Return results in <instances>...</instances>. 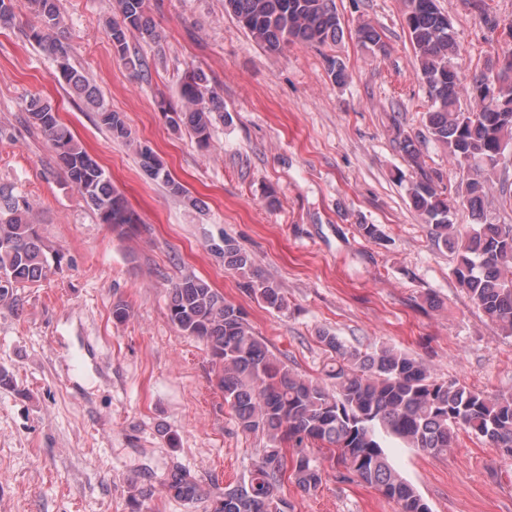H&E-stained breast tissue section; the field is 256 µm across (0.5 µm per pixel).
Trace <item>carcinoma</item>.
<instances>
[{
    "instance_id": "carcinoma-1",
    "label": "carcinoma",
    "mask_w": 512,
    "mask_h": 512,
    "mask_svg": "<svg viewBox=\"0 0 512 512\" xmlns=\"http://www.w3.org/2000/svg\"><path fill=\"white\" fill-rule=\"evenodd\" d=\"M36 23L29 37L56 64L59 78L90 106L99 123L116 139L131 132L125 116L105 105L98 87L70 62L69 47L60 31L59 0H31ZM487 30L499 22L486 0H470ZM224 8L270 52L290 43L327 45L337 42L341 26L333 0H224ZM119 18L107 28L115 53L124 58L128 41L137 37L153 42L157 33L145 0H118ZM405 25L414 47L417 76L427 86L429 109L426 130L431 139L448 147L461 171L448 192L436 188L422 171L417 135H405L400 151L421 170L411 182L409 197L429 226L438 249L454 256L452 273L473 305L512 336V225L502 224L488 210L489 184L508 172L512 148V24L503 28L506 46L489 58L486 72L463 87L457 59L460 45L448 15L437 0H408ZM364 48L383 53L379 30L363 23L355 31ZM474 101L465 110L461 93ZM181 105L162 108L174 129L185 127L201 147L209 146L210 115L223 111L221 98L208 89L201 70L187 72L180 85ZM27 122L51 143L67 182L81 195L100 223L121 235L138 230L139 217L113 188L104 169L59 121L51 102L32 95L25 99ZM141 166L168 192L196 209L199 201L165 168L148 146L139 149ZM468 208L472 223H454L458 207ZM224 268L243 278V288L268 307H288L278 284L257 273L247 250L231 238L212 244ZM49 250L34 222L33 205L13 188L0 186V306L17 305V290L46 279L52 273ZM169 317L183 333L206 343L216 368L218 387L246 433H260L266 448L249 477L224 487L213 512H293L281 495L285 480L305 494L316 491L326 470L323 461L341 466L343 477L377 490L395 501L399 512H430L417 490L392 466L386 440L393 437L406 448L441 456L454 447L465 431L512 461V394L439 382L423 363L392 346L366 350L346 346L338 336L324 332L320 342L331 364L326 379L302 376L278 359L256 335L240 307L204 279L185 275L172 284ZM332 381L327 385L325 380ZM323 450L314 455L311 447ZM177 499L201 497L199 485L176 468L164 483Z\"/></svg>"
}]
</instances>
